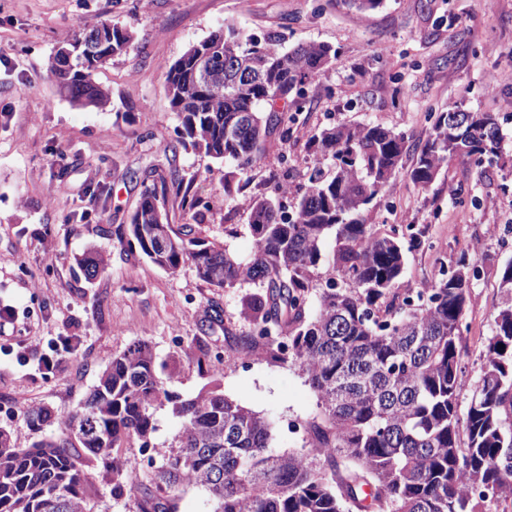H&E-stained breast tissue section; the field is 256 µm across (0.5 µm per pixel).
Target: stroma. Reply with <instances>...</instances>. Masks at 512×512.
<instances>
[{
  "label": "stroma",
  "mask_w": 512,
  "mask_h": 512,
  "mask_svg": "<svg viewBox=\"0 0 512 512\" xmlns=\"http://www.w3.org/2000/svg\"><path fill=\"white\" fill-rule=\"evenodd\" d=\"M108 19L131 29L134 47L99 67L96 80L112 99L103 110L61 99L46 78L49 56L70 29ZM235 25L247 34L286 36V47L331 44L335 65L308 85L288 141L270 136L262 163L243 189L224 196L223 162L176 148L181 120L172 112L163 67L192 44ZM461 101L497 113L502 160L477 172L452 162L428 191L399 174L374 215L378 224L424 230L427 244L409 253L403 287L422 288L479 245L480 275L464 317L463 362L474 386L494 324L500 271L512 259V0H384L365 15L342 0H0V306L14 316L0 325V428L28 446L38 433L27 411L52 413L42 432L60 435L115 357L147 342L163 364L164 386L190 398L216 389L276 426L277 450L301 448L280 433L288 418L316 414L301 373L265 351L247 365L229 364L225 333L245 336L241 290L220 291L191 265L166 272L121 240L147 186L168 182L164 208L174 225L221 241L246 258L251 197L276 185L298 186L310 161L307 139L332 123H372L424 139L430 110ZM293 178H286V170ZM202 199L195 209L184 194ZM109 264L96 279L77 265L87 252ZM222 320L211 323L212 305ZM149 450L123 441L112 454L148 483L153 464L175 444L180 422L154 413ZM91 512H137L130 493H112V471L89 464Z\"/></svg>",
  "instance_id": "stroma-1"
}]
</instances>
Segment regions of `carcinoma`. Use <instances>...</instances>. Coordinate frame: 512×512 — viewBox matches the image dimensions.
<instances>
[{
  "instance_id": "cac0c4a2",
  "label": "carcinoma",
  "mask_w": 512,
  "mask_h": 512,
  "mask_svg": "<svg viewBox=\"0 0 512 512\" xmlns=\"http://www.w3.org/2000/svg\"><path fill=\"white\" fill-rule=\"evenodd\" d=\"M107 26L112 44L103 54L129 52L131 35L105 20L78 26L59 44ZM284 42L281 33L260 40L232 24L205 39L212 57L226 66L247 62L257 82L203 87L194 55L164 65L181 144L230 167L226 197L237 176L260 164L269 135L291 137L308 104L305 85L337 57L325 43L285 50ZM48 78L77 105L110 101L77 60L48 68ZM457 108L430 113L431 130L414 149L404 133L380 125L341 123L311 136L312 162L293 215L285 218L276 197L250 199L255 247L246 259L186 224L168 225L166 240L152 236L165 195L155 185L132 215L127 244L159 268L175 273L189 261L212 288H259L241 298L252 333L235 339L237 352L248 359L256 338L266 337L270 359L302 373L318 406L307 424L309 447L276 451L271 424L222 393H170L151 348L138 342L112 358L62 437L19 448L0 430V512H90L88 453L112 461V492H121L126 466L111 459L112 448L124 437L149 448L154 410L165 404L181 422L177 446L153 474L140 512H176L188 486L208 492L213 512H495L512 497V260L501 270L493 335L464 403L462 319L480 273L478 251L462 254L428 287L403 291L406 256L425 244L424 231L409 225L381 233L371 223L410 152L415 158L404 170L422 191L457 158L479 167L500 159L498 116L472 112L455 130ZM76 261L90 278L108 266L100 253ZM51 417L45 407L28 412L35 432Z\"/></svg>"
}]
</instances>
